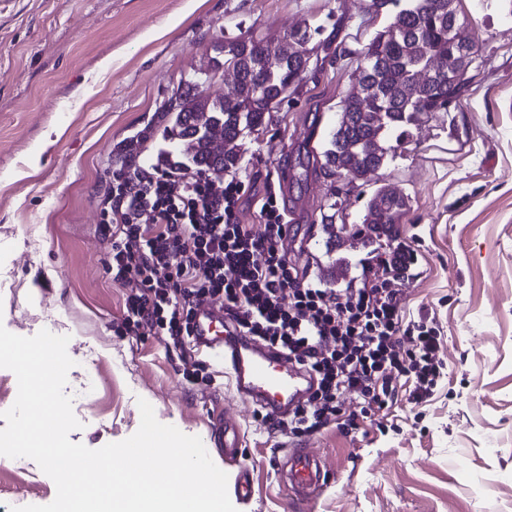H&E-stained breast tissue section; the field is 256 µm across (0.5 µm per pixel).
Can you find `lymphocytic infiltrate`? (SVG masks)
<instances>
[{
  "mask_svg": "<svg viewBox=\"0 0 512 512\" xmlns=\"http://www.w3.org/2000/svg\"><path fill=\"white\" fill-rule=\"evenodd\" d=\"M247 192L236 176L218 182L192 166L144 162L113 173L102 232L114 281L131 287L118 332L160 337L183 379L203 383L190 346L193 313L203 302L221 303L234 332L280 350L315 379L288 417L263 414L269 433L282 438L339 421L347 394L365 418L390 409L402 387L411 403L428 399L443 370L441 331L427 317L405 315L399 279L413 249L375 251L374 266L330 287L289 262L274 183L256 201L254 224L239 221ZM376 267L381 276H373Z\"/></svg>",
  "mask_w": 512,
  "mask_h": 512,
  "instance_id": "obj_1",
  "label": "lymphocytic infiltrate"
}]
</instances>
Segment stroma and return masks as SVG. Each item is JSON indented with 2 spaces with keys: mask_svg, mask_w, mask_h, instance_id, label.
<instances>
[{
  "mask_svg": "<svg viewBox=\"0 0 512 512\" xmlns=\"http://www.w3.org/2000/svg\"><path fill=\"white\" fill-rule=\"evenodd\" d=\"M368 2L0 0V324L68 336L64 392L81 423L70 441L98 449L130 437L142 398L160 423L207 447L214 416L240 427L255 494L238 512H512V0H454L477 45L473 81L448 110L421 115L377 173L341 191L315 179L307 155L320 151L368 43L389 23ZM303 24L337 30V48L313 50L317 63L295 91L244 133L235 174L259 189L292 170L288 257L340 287L368 249L333 268L325 217L359 223L383 185L408 195L388 242L416 253L400 280L405 309L439 325L447 366L425 402L402 393L382 421L302 438L329 480L294 508L276 465L288 442L263 429L220 367L207 363L211 385H188L157 337L114 331L126 289L98 226L121 168L117 145L160 126V106L187 82L223 95L219 42ZM55 495L35 461L0 456V512Z\"/></svg>",
  "mask_w": 512,
  "mask_h": 512,
  "instance_id": "stroma-1",
  "label": "stroma"
}]
</instances>
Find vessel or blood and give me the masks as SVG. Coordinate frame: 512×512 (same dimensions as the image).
<instances>
[{
	"label": "vessel or blood",
	"instance_id": "b4317fda",
	"mask_svg": "<svg viewBox=\"0 0 512 512\" xmlns=\"http://www.w3.org/2000/svg\"><path fill=\"white\" fill-rule=\"evenodd\" d=\"M224 309L207 303L198 307L192 322L191 345L224 365L237 394L279 416L287 415L307 396L312 385L308 374L283 353L246 336L222 331ZM216 444L225 463L237 465L234 490L242 502L255 493L248 468L241 466L242 438L239 429L222 422L215 426ZM277 469L288 485L292 502L303 504L316 498L325 488L328 471L319 457L305 448L290 449Z\"/></svg>",
	"mask_w": 512,
	"mask_h": 512
}]
</instances>
